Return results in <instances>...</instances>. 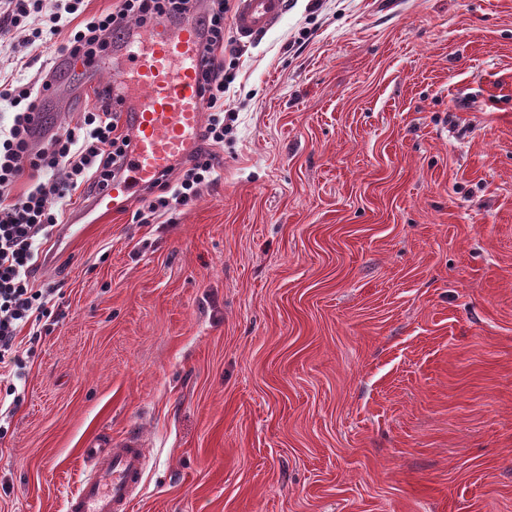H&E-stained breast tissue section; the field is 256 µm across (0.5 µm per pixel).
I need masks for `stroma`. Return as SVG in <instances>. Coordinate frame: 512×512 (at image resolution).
Listing matches in <instances>:
<instances>
[{
  "mask_svg": "<svg viewBox=\"0 0 512 512\" xmlns=\"http://www.w3.org/2000/svg\"><path fill=\"white\" fill-rule=\"evenodd\" d=\"M28 34L1 75L39 76ZM224 38L218 181L43 247L0 512H65L129 436L131 512H512V0H288ZM102 86L61 70L42 118Z\"/></svg>",
  "mask_w": 512,
  "mask_h": 512,
  "instance_id": "1",
  "label": "stroma"
}]
</instances>
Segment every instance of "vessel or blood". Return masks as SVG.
Listing matches in <instances>:
<instances>
[{"mask_svg": "<svg viewBox=\"0 0 512 512\" xmlns=\"http://www.w3.org/2000/svg\"><path fill=\"white\" fill-rule=\"evenodd\" d=\"M288 0H236L238 38L268 31L284 15ZM204 31L195 22L160 21L125 27L117 52L130 67L119 73L133 99L124 104L122 124L131 148L121 173L93 198L98 216L118 213L132 199L170 175L198 148L204 132L199 54ZM79 484L66 512H128L146 462L134 439L109 448L84 449Z\"/></svg>", "mask_w": 512, "mask_h": 512, "instance_id": "obj_1", "label": "vessel or blood"}]
</instances>
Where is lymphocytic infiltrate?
I'll use <instances>...</instances> for the list:
<instances>
[{
	"label": "lymphocytic infiltrate",
	"instance_id": "lymphocytic-infiltrate-1",
	"mask_svg": "<svg viewBox=\"0 0 512 512\" xmlns=\"http://www.w3.org/2000/svg\"><path fill=\"white\" fill-rule=\"evenodd\" d=\"M0 26H24L40 15L30 50L43 48L47 37L61 31L62 14L77 16L60 50L72 62L90 66L109 57L122 22L135 20L148 27L162 19L187 15L192 0H121L116 11L85 16V0H67L64 12L46 6V0H6ZM228 0H209L200 19L205 37L201 49L202 88L207 119L203 143L179 168L176 177L148 190L139 214L150 224L199 198L204 187L219 177L215 148L224 144V19ZM56 66H44L36 82L0 81V99L14 109L12 123L0 129V379L9 378L16 360V338L28 332L41 337L42 320L53 289L35 287L32 272L42 246L62 224L72 196L104 191L121 170L130 138L120 128L121 92L104 88L95 94L93 107L75 122L60 124L42 147H35L34 119L39 103L53 87ZM24 192H17L20 178Z\"/></svg>",
	"mask_w": 512,
	"mask_h": 512
}]
</instances>
